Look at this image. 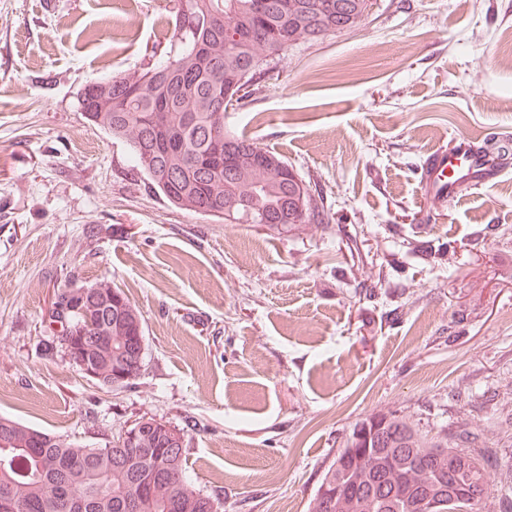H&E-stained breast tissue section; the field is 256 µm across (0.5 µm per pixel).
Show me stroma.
Returning a JSON list of instances; mask_svg holds the SVG:
<instances>
[{
	"mask_svg": "<svg viewBox=\"0 0 512 512\" xmlns=\"http://www.w3.org/2000/svg\"><path fill=\"white\" fill-rule=\"evenodd\" d=\"M173 0H0V415L104 444L139 417L184 430L222 512H310L354 424L395 411L478 436L512 498V0H377L288 50L228 111L324 195L326 225L171 207L82 116L92 78L164 43ZM506 146L507 174L437 203L427 153ZM97 227L95 236L86 225ZM122 289L145 320L134 385L70 359L56 293Z\"/></svg>",
	"mask_w": 512,
	"mask_h": 512,
	"instance_id": "obj_1",
	"label": "stroma"
}]
</instances>
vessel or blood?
Returning <instances> with one entry per match:
<instances>
[{
	"label": "vessel or blood",
	"mask_w": 512,
	"mask_h": 512,
	"mask_svg": "<svg viewBox=\"0 0 512 512\" xmlns=\"http://www.w3.org/2000/svg\"><path fill=\"white\" fill-rule=\"evenodd\" d=\"M500 170L468 137H456L451 147L427 156L421 169L425 193L440 201L455 193L463 182L481 186L499 178Z\"/></svg>",
	"instance_id": "obj_1"
}]
</instances>
